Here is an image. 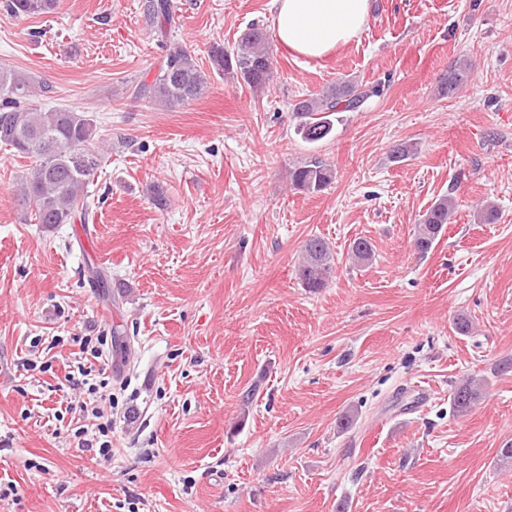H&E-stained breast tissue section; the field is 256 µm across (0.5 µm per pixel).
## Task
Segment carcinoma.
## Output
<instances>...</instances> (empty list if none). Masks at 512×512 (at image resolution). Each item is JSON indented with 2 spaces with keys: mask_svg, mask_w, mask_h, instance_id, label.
I'll use <instances>...</instances> for the list:
<instances>
[{
  "mask_svg": "<svg viewBox=\"0 0 512 512\" xmlns=\"http://www.w3.org/2000/svg\"><path fill=\"white\" fill-rule=\"evenodd\" d=\"M59 0H6L7 11L16 18H28L54 12ZM172 0H148L146 17L150 25L164 29L173 22ZM213 70L229 75L253 91L270 87L275 76L274 54L267 34L252 25L239 36L232 49L215 43L210 50ZM471 62L459 58L441 80L448 93L458 90L467 80ZM207 91L206 74L185 49L169 48L158 74L149 84L132 88V95L167 108L201 98ZM37 88L27 73L0 66V143L32 159L31 166L19 178L18 202L30 212L35 223L47 228L61 224L86 223L98 208L99 199L89 186L104 159V150L96 139L93 119L84 112L66 108L42 109L33 104ZM369 96L361 85L345 80L327 87L322 94L292 104L299 123L297 132L308 143L328 137L334 123L344 112H357ZM291 187L306 194L320 193L334 179L326 162L314 158L288 171ZM456 198L438 197L421 215L414 247L420 253L430 250L451 223ZM354 262L365 265L372 260L373 249L364 238L349 246ZM335 272V260L329 244L321 237L307 239L302 248L297 276L312 292L329 284ZM484 383L460 382L450 394V402L459 415L468 413L482 398Z\"/></svg>",
  "mask_w": 512,
  "mask_h": 512,
  "instance_id": "cac0c4a2",
  "label": "carcinoma"
}]
</instances>
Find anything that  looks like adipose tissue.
I'll use <instances>...</instances> for the list:
<instances>
[{
	"mask_svg": "<svg viewBox=\"0 0 512 512\" xmlns=\"http://www.w3.org/2000/svg\"><path fill=\"white\" fill-rule=\"evenodd\" d=\"M275 35L282 47L321 60L363 31L369 0H271Z\"/></svg>",
	"mask_w": 512,
	"mask_h": 512,
	"instance_id": "obj_1",
	"label": "adipose tissue"
}]
</instances>
